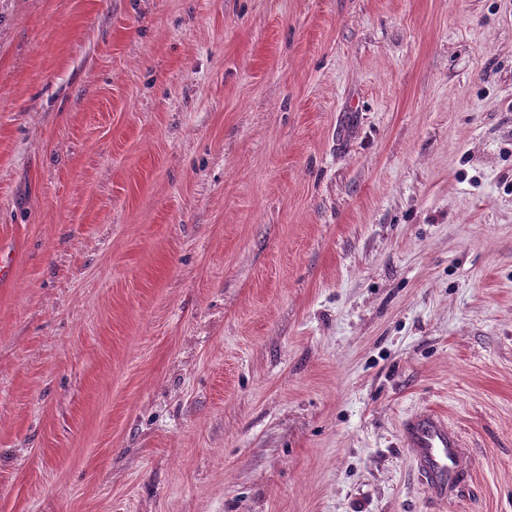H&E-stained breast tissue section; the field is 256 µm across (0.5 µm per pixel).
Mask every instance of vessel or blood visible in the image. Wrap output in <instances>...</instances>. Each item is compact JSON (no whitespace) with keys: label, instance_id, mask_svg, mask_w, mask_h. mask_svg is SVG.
I'll list each match as a JSON object with an SVG mask.
<instances>
[{"label":"vessel or blood","instance_id":"obj_1","mask_svg":"<svg viewBox=\"0 0 512 512\" xmlns=\"http://www.w3.org/2000/svg\"><path fill=\"white\" fill-rule=\"evenodd\" d=\"M403 437L415 451L419 475L437 493H447L465 465L460 432L443 416L424 411L405 424Z\"/></svg>","mask_w":512,"mask_h":512}]
</instances>
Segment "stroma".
I'll return each instance as SVG.
<instances>
[{
  "label": "stroma",
  "instance_id": "obj_1",
  "mask_svg": "<svg viewBox=\"0 0 512 512\" xmlns=\"http://www.w3.org/2000/svg\"><path fill=\"white\" fill-rule=\"evenodd\" d=\"M2 249L0 512H512V0H0ZM403 437L415 451L418 474L437 493H448L465 465L460 432L443 416L424 411L404 425Z\"/></svg>",
  "mask_w": 512,
  "mask_h": 512
}]
</instances>
